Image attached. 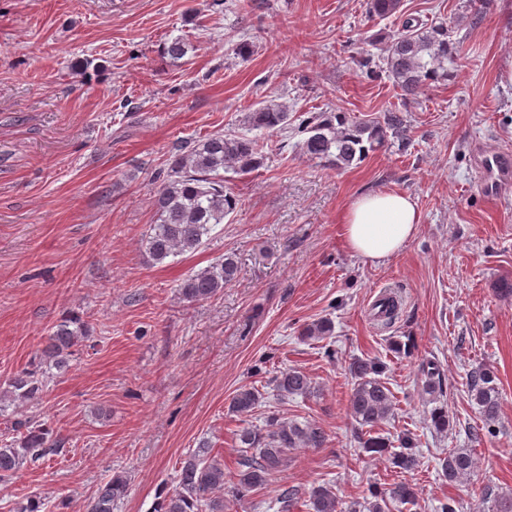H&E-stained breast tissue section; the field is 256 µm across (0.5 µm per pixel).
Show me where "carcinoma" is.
Instances as JSON below:
<instances>
[{
    "instance_id": "carcinoma-1",
    "label": "carcinoma",
    "mask_w": 512,
    "mask_h": 512,
    "mask_svg": "<svg viewBox=\"0 0 512 512\" xmlns=\"http://www.w3.org/2000/svg\"><path fill=\"white\" fill-rule=\"evenodd\" d=\"M401 0H369V17L401 19L400 28L391 36L382 57L385 72L407 99L415 98L431 84L448 79L449 67L454 65L456 42L451 39L448 23L431 26L413 23L403 17ZM251 130L278 132L288 126V110L271 101L245 116ZM301 132L306 138L297 144L303 154L312 159L330 162L338 168L357 165L370 153L388 144V137L404 135L403 118L390 112L383 121L356 122L342 112H317L302 120ZM257 139L245 135L210 134L193 142L186 152L172 162L170 174L156 188L153 206L157 219L145 238V252L156 264L179 253L193 252L205 246L216 225L232 214L238 205L234 194L224 190V169L232 168L241 174L254 171L259 164ZM238 261L226 255L216 263L187 275L180 284L179 294L189 302L207 301L224 291V286L238 275ZM333 332L332 322L322 319L307 325L302 336L323 338ZM87 337V330L77 317L66 319L56 326L43 351L44 360L62 370L66 368L71 349ZM384 364L375 358H354L348 370L353 380L348 406L360 427H374L393 414V395L381 374ZM428 390L443 389L442 373L433 361L421 364ZM48 376L39 369L25 370L15 375L8 388L0 391L1 402L10 400L24 404L38 401L46 392ZM273 389L281 400L307 397L313 393L311 378L297 368L279 372ZM470 399L478 407L483 426L472 429L471 437L481 439V431L494 432L500 418L499 391L495 375L486 368L470 374ZM263 401L254 387H242L232 396L228 411L247 418ZM431 425L439 432L448 431V406L434 407L430 412ZM20 437L0 446V480L21 473L48 456L64 451V443L48 429L27 419L14 420ZM241 448L239 467L230 489H225L224 460L212 453L206 443L183 463L179 488L157 502L154 512H224V491L234 497H244L270 484L272 477L282 472L290 462L289 452L295 448H321L327 441L324 430L312 423L300 424L272 416L262 427L248 426L237 434ZM362 452L385 456L395 473H409L418 467L419 459L408 439L401 448L391 450L380 437L363 441ZM475 465L470 452L453 448L443 458L441 468L450 482L468 478ZM127 480L112 476L97 495L87 503L84 512H112L113 504L125 496ZM416 490L406 479L390 485L369 505L370 512H384L388 501L401 505L412 504ZM276 500L281 512H290L298 504L296 492L286 486L277 489ZM310 512H341L332 488L321 485L309 492Z\"/></svg>"
}]
</instances>
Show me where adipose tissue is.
<instances>
[{"mask_svg":"<svg viewBox=\"0 0 512 512\" xmlns=\"http://www.w3.org/2000/svg\"><path fill=\"white\" fill-rule=\"evenodd\" d=\"M420 215L413 198L400 191L356 197L341 218L345 246L361 258L384 261L397 255L415 236Z\"/></svg>","mask_w":512,"mask_h":512,"instance_id":"adipose-tissue-1","label":"adipose tissue"}]
</instances>
